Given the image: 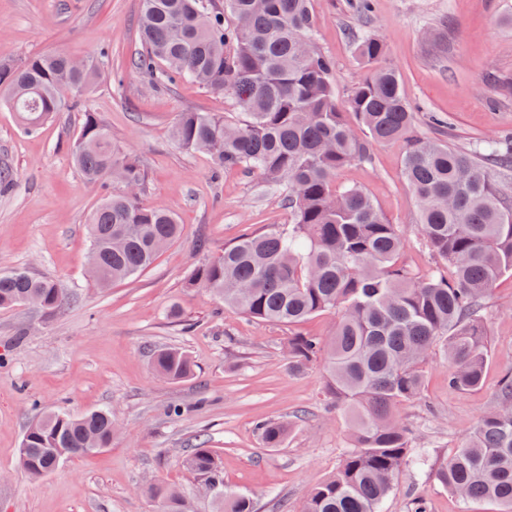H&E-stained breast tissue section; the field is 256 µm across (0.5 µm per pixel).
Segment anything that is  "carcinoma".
Instances as JSON below:
<instances>
[{"mask_svg":"<svg viewBox=\"0 0 512 512\" xmlns=\"http://www.w3.org/2000/svg\"><path fill=\"white\" fill-rule=\"evenodd\" d=\"M137 65L157 87L185 80L224 93L245 113L229 123L211 112H181L172 134L185 151L207 150L215 173L256 171L288 190L290 221L246 235L199 266L187 287L205 290L241 314L296 326L338 313L327 337L298 334L288 356L300 369L324 364L327 393L353 424V446L336 473L311 487L304 512H381L406 467L429 469L465 502L492 501L512 512V376L502 379L495 404L449 459L412 455L411 433L399 408L420 397L429 354L451 365L448 385L470 391L483 383L490 346L484 326L486 293L512 276V197L496 171L512 169V147L496 137L468 152L435 140H417L416 112L399 70L384 62V43L367 36L357 55L369 74L340 106L334 62L314 42L311 0H141ZM101 77L94 56L80 68L63 53L0 64V107L15 113L26 133L67 108L84 120L71 148L76 171L105 189L93 211L90 257L95 285L106 288L151 266L180 236L168 210L146 206L139 193L140 162L119 151L112 133L86 104ZM365 138L354 135L350 121ZM405 139L403 174L419 210L426 246L445 269L418 276L399 262L404 247L397 225L354 186L336 185L339 170L371 160L369 143ZM124 190H110L112 182ZM35 298L47 316L68 304L65 288L25 269L0 272V309ZM152 367L169 380L193 372L185 351L154 350ZM263 441L285 439L283 422L259 425ZM112 445V412L82 415L41 412L18 449L30 476L56 463ZM182 466L195 478L188 490L152 483L154 512H254L250 499L224 489V467L205 442Z\"/></svg>","mask_w":512,"mask_h":512,"instance_id":"1","label":"carcinoma"}]
</instances>
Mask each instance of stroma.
<instances>
[{"label":"stroma","mask_w":512,"mask_h":512,"mask_svg":"<svg viewBox=\"0 0 512 512\" xmlns=\"http://www.w3.org/2000/svg\"><path fill=\"white\" fill-rule=\"evenodd\" d=\"M512 0H370L368 14L350 0H312L315 38L334 61L339 102L368 69L355 53L358 38L378 36L386 60L401 74L418 119L420 139L478 150L487 138L512 136ZM139 0H0V63L61 51L96 56L104 75L87 103L123 152L148 178L142 202L174 213L182 234L137 276L97 288L86 277L87 219L101 191L70 160L83 114L64 111L38 133L21 131L0 110V170L13 183L0 191V272L17 268L58 281L70 292L55 316L33 306L0 309V512H153L142 487L161 482L191 488L180 464L197 440L214 448L224 483L250 496L256 512H302L312 485L333 475L351 443L349 423L331 409L321 363L293 370L289 337L326 335L336 321L323 313L292 327L262 323L224 308L186 286L192 271L246 233L287 223L285 191L254 174H215L209 154L182 150L170 136L178 113H243L223 93L195 83L155 87L135 69L141 45ZM447 118L429 125L427 113ZM404 141L370 144L371 162L341 170L336 181L368 194L399 227L402 264L417 275L435 261L419 234L417 204L401 166ZM179 308L181 318L170 317ZM491 360L482 386L449 388L440 353L424 367L421 397L403 406L412 448L449 457L494 404L512 372V277L487 297ZM178 347L194 363L186 380L158 376L149 356ZM179 415H171V408ZM111 410L110 448L74 457L31 480L17 449L35 410L81 414ZM287 420L281 447H266L259 422ZM429 512H498L492 502L463 504L431 473L405 469L383 512H408L411 499Z\"/></svg>","instance_id":"obj_1"}]
</instances>
